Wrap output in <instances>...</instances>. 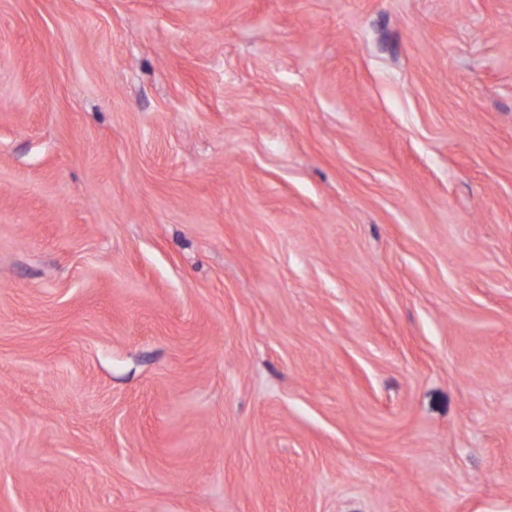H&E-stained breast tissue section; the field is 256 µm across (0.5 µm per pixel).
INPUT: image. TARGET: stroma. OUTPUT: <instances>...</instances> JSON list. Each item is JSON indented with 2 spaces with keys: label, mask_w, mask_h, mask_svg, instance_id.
I'll return each mask as SVG.
<instances>
[{
  "label": "stroma",
  "mask_w": 512,
  "mask_h": 512,
  "mask_svg": "<svg viewBox=\"0 0 512 512\" xmlns=\"http://www.w3.org/2000/svg\"><path fill=\"white\" fill-rule=\"evenodd\" d=\"M0 512H512V0H0Z\"/></svg>",
  "instance_id": "1"
}]
</instances>
